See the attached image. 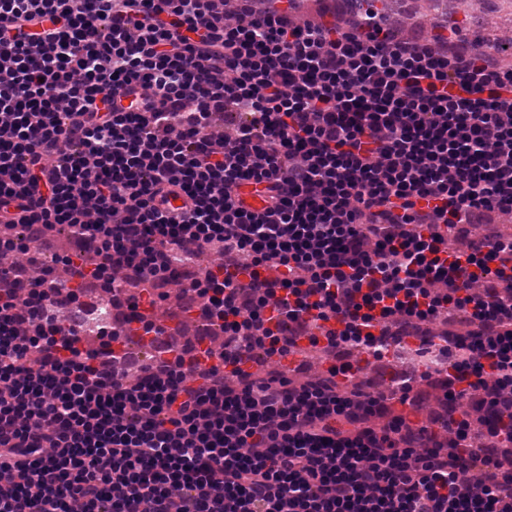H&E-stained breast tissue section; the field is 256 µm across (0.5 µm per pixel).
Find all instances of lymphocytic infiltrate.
<instances>
[{"instance_id":"obj_1","label":"lymphocytic infiltrate","mask_w":512,"mask_h":512,"mask_svg":"<svg viewBox=\"0 0 512 512\" xmlns=\"http://www.w3.org/2000/svg\"><path fill=\"white\" fill-rule=\"evenodd\" d=\"M236 2L230 22L224 0H0V224L23 229L0 253L60 227L74 244L64 279L0 264V512H512V239L448 247L512 209V70L370 15L301 25ZM228 109L244 122L212 133ZM205 250L223 266L187 289L225 351L171 341L130 379L122 334L90 351L63 318L87 281L118 308L136 282L158 332L162 285ZM451 308L471 332L433 336ZM310 319L340 321L330 351L439 342L428 374L475 398L493 445L464 413L444 439L409 408L374 427L388 400L341 390L350 363L301 386L239 369Z\"/></svg>"}]
</instances>
